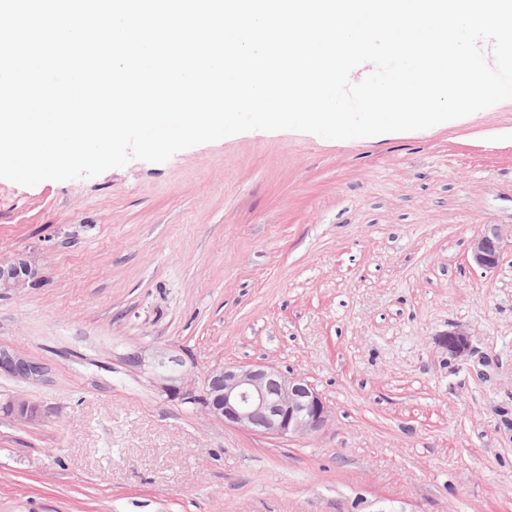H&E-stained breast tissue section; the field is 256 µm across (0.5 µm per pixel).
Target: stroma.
Returning a JSON list of instances; mask_svg holds the SVG:
<instances>
[{"label":"stroma","instance_id":"stroma-1","mask_svg":"<svg viewBox=\"0 0 512 512\" xmlns=\"http://www.w3.org/2000/svg\"><path fill=\"white\" fill-rule=\"evenodd\" d=\"M512 100L379 140L251 130L28 187L0 179V512H512ZM471 354L438 344L455 326ZM146 347L304 377L331 421L215 422L123 361ZM503 234L496 225L487 227L477 233L471 240L468 262L483 271H494L500 262ZM38 274L36 266L24 257L11 263H0V289L29 287L38 279ZM48 368L25 353L0 346V375L16 381L35 384L42 381Z\"/></svg>","mask_w":512,"mask_h":512}]
</instances>
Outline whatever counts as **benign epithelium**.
<instances>
[{
    "label": "benign epithelium",
    "instance_id": "1",
    "mask_svg": "<svg viewBox=\"0 0 512 512\" xmlns=\"http://www.w3.org/2000/svg\"><path fill=\"white\" fill-rule=\"evenodd\" d=\"M503 234L495 225L487 226L473 237L468 262L483 271H494L500 262ZM38 269L19 257L0 263V289L31 286ZM438 343L454 357L471 351V334L456 326L443 334ZM126 362L152 375L154 383L172 398L183 402L200 398L203 408L216 421L271 438L292 439L313 435L330 421V410L312 384L302 377L282 373L269 365H218L211 368L201 386L192 382L193 371L180 358L164 351L135 349L126 354ZM47 374L45 364L25 353L0 346V375L35 384ZM10 411L28 421L39 416L36 406L27 401L8 405Z\"/></svg>",
    "mask_w": 512,
    "mask_h": 512
}]
</instances>
